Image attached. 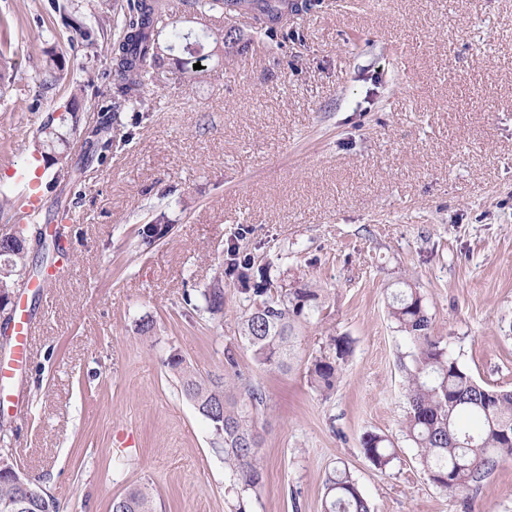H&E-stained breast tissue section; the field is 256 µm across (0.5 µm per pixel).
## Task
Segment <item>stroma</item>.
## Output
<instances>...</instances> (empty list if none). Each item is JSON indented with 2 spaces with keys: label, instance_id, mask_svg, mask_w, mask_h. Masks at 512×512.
<instances>
[{
  "label": "stroma",
  "instance_id": "35a3bbf8",
  "mask_svg": "<svg viewBox=\"0 0 512 512\" xmlns=\"http://www.w3.org/2000/svg\"><path fill=\"white\" fill-rule=\"evenodd\" d=\"M125 3L0 0L11 39L0 197L23 206L26 176L53 211L82 170L79 223L31 250L35 272L18 291L36 328L0 419L19 467L64 512H112L136 485L156 512H323L337 468L371 512H512V457L465 496L424 472L402 431L405 346L387 309L409 281L470 374L512 389V0H322L290 11L271 37L242 13L200 24L177 10L183 30L209 32L211 52L224 31L254 46L212 52L194 85L166 60L140 124L127 112L113 124L110 151L81 130L62 163L33 167V135L73 93L100 121L112 60L77 30ZM52 54L66 75L47 91ZM160 213L172 231L143 251L139 233ZM232 245L274 284L321 294L324 316L302 324L287 370L258 365L239 339L248 303L224 279ZM60 265L70 272L44 303L32 285ZM220 279L224 312L213 319L199 307ZM338 336L352 352L324 394L309 369ZM229 346L266 395L253 413L264 464L255 489L225 468L167 365L176 351L201 374L225 375ZM367 433L393 441L386 468L366 457Z\"/></svg>",
  "mask_w": 512,
  "mask_h": 512
}]
</instances>
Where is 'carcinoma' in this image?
Here are the masks:
<instances>
[{"label":"carcinoma","instance_id":"cac0c4a2","mask_svg":"<svg viewBox=\"0 0 512 512\" xmlns=\"http://www.w3.org/2000/svg\"><path fill=\"white\" fill-rule=\"evenodd\" d=\"M185 9L208 14L251 12L255 28L272 31L269 24L283 19V0H181ZM170 0H127L116 25L122 37L112 42V116L93 130L96 144L106 150L112 146V119L131 108L135 118L147 102L153 70L161 65L166 51L180 49L176 62L188 81L204 78L207 69L193 64L204 62V46L188 40L178 21L172 19ZM81 99L73 95L64 120L51 126L42 124L33 141L34 150L62 152L80 124ZM164 215L141 233L140 245L152 248L169 232L161 227ZM10 269H0V289L13 288L17 277L29 265L28 254L18 250L10 256ZM227 275L249 301L242 320L241 341L259 365L270 369L288 368V356L297 321L322 312L317 290L276 287L264 272L255 267L250 255L233 253ZM206 311L215 316L224 311V286L216 283L203 292ZM388 316L403 335L406 351L399 357L404 375L407 411L403 427L407 438L418 449L421 465L429 480L453 494L478 487L493 471L498 459L512 456V391L493 390L478 383L448 351L442 340L432 336V322L422 296L408 283L391 295ZM351 354L345 336L332 338L330 352L317 358L310 369L312 383L322 392L334 389L343 365ZM226 364L236 379L203 378L185 365L178 353L170 354L168 365L177 374L180 392L192 402L212 428L224 464L246 489L262 484L263 464L258 448L261 436L246 408L238 404L235 380L253 409L264 405L260 386L242 380L236 371L235 349L224 350ZM365 455L382 469L393 459V443L386 437L367 433L362 437ZM323 512H370L367 499L345 470H335L325 480ZM24 500L27 512H58L52 496L36 480L22 490L9 480L0 479V512H11L7 505ZM112 512H154L150 494L132 488L112 501Z\"/></svg>","mask_w":512,"mask_h":512}]
</instances>
